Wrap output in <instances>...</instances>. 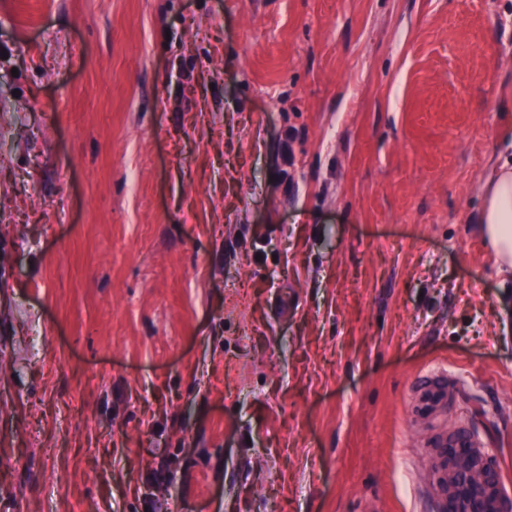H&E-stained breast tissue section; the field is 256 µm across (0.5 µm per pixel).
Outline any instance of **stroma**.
I'll return each instance as SVG.
<instances>
[{
    "mask_svg": "<svg viewBox=\"0 0 512 512\" xmlns=\"http://www.w3.org/2000/svg\"><path fill=\"white\" fill-rule=\"evenodd\" d=\"M512 0H0V512H430L512 483ZM512 163L503 164L485 186L479 231L503 267L512 268ZM416 413L428 419L438 410L444 408L448 401V373L446 370L432 371L422 376L416 386ZM435 444L437 450L425 477L433 512H499L505 487L501 476L489 474L483 443L471 432L454 427ZM443 448H452L466 466H455ZM459 468L467 470L464 479L457 476Z\"/></svg>",
    "mask_w": 512,
    "mask_h": 512,
    "instance_id": "1",
    "label": "stroma"
}]
</instances>
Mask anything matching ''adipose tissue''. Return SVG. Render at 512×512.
I'll use <instances>...</instances> for the list:
<instances>
[{"label":"adipose tissue","mask_w":512,"mask_h":512,"mask_svg":"<svg viewBox=\"0 0 512 512\" xmlns=\"http://www.w3.org/2000/svg\"><path fill=\"white\" fill-rule=\"evenodd\" d=\"M479 231L501 266L512 268V166L502 165L485 186Z\"/></svg>","instance_id":"1"}]
</instances>
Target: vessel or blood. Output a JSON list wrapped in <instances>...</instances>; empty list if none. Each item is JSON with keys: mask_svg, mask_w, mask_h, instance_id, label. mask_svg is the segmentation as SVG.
<instances>
[{"mask_svg": "<svg viewBox=\"0 0 512 512\" xmlns=\"http://www.w3.org/2000/svg\"><path fill=\"white\" fill-rule=\"evenodd\" d=\"M415 393L419 417L437 413L449 401L447 371L422 376ZM436 445L425 477L434 512H499L505 487L501 477L489 474L483 443L471 432L454 427Z\"/></svg>", "mask_w": 512, "mask_h": 512, "instance_id": "vessel-or-blood-1", "label": "vessel or blood"}]
</instances>
